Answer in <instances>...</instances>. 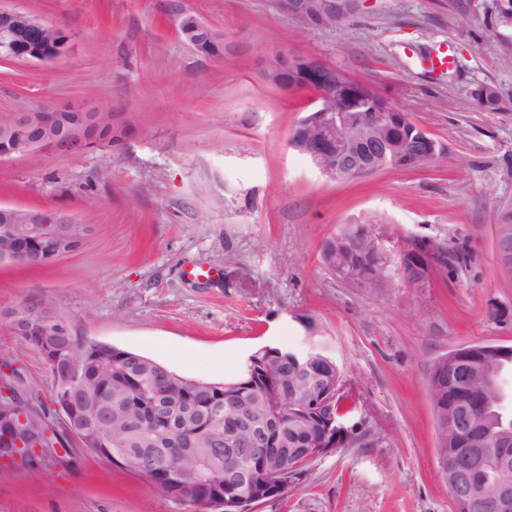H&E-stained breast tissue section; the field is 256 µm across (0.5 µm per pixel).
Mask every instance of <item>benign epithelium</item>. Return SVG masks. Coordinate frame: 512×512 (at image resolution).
<instances>
[{"label": "benign epithelium", "instance_id": "1", "mask_svg": "<svg viewBox=\"0 0 512 512\" xmlns=\"http://www.w3.org/2000/svg\"><path fill=\"white\" fill-rule=\"evenodd\" d=\"M280 11L301 31L333 28L342 24L357 0H276ZM50 24L17 8L0 6V59L50 63L66 51L67 38L58 30L48 38ZM185 43L203 52L224 42L213 30L193 16L180 17ZM268 82L288 94L301 87L313 93V108L294 126L289 143L306 156L329 179L353 178L387 167H421L439 157L440 143L409 114L392 106L367 83L353 80L322 60L277 52L265 71ZM112 119V113L76 103L64 108L34 106L11 112L0 120V142L13 141L18 130L27 137L13 150L16 157L42 152L72 154L84 152L94 143V129ZM9 245L0 249V262L23 264L29 260H56L76 252L87 237L84 223L62 212L0 206V237ZM350 248L367 239L371 243L375 269L369 276L349 269L344 276L365 287L382 284L392 275L420 288L429 272L428 254L418 247L402 251L398 265L369 226L346 234ZM500 263L512 270V234L503 228L497 235ZM482 347L455 348L448 368V381L467 388L480 375ZM320 356L310 350L300 354L297 393L306 403L325 408L334 400L330 382L321 379ZM83 360L71 363L75 391L62 409L61 431L66 438L85 447L84 436L74 423L108 417L112 406L91 397L80 383ZM502 404L498 379L485 383L481 406ZM215 419H224V447L186 448L184 454L198 458L203 469L224 462V477L238 492L231 497L213 495L202 499L199 512H255L257 505L284 496L288 490L287 471H297L314 458L333 451L348 432L342 420L330 415L321 423L317 447L308 448L304 438L284 439L280 427L261 401H245L242 394L230 393L214 407ZM449 426L458 436L460 447L453 454H438V471L448 484L453 502L473 512H512V433L504 427L486 426L477 407L467 403L448 409V422L436 419V432ZM14 419L0 420V442L21 446ZM292 464L285 466L283 460ZM263 463L265 479L254 484L252 470Z\"/></svg>", "mask_w": 512, "mask_h": 512}]
</instances>
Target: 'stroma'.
Wrapping results in <instances>:
<instances>
[{"instance_id": "1", "label": "stroma", "mask_w": 512, "mask_h": 512, "mask_svg": "<svg viewBox=\"0 0 512 512\" xmlns=\"http://www.w3.org/2000/svg\"><path fill=\"white\" fill-rule=\"evenodd\" d=\"M63 29L51 64L0 60V113L91 101L122 139L86 154L0 161V205L67 211L92 227L74 254L0 263V352L49 401L40 351L13 315L54 310L77 336L149 356L190 379L237 378L263 346L319 349L357 402L345 444L257 512H454L439 476L428 370L456 346H512V0H358L330 29L300 32L273 0H12ZM197 16L229 47L194 54ZM281 49L372 85L443 147L427 167L325 180L289 145L309 108L263 69ZM448 51V66L433 65ZM494 86L499 109L473 91ZM368 224L392 255L419 244L425 287L366 288L323 250ZM201 278L187 276V269ZM73 460L0 461V512H193L132 471Z\"/></svg>"}]
</instances>
